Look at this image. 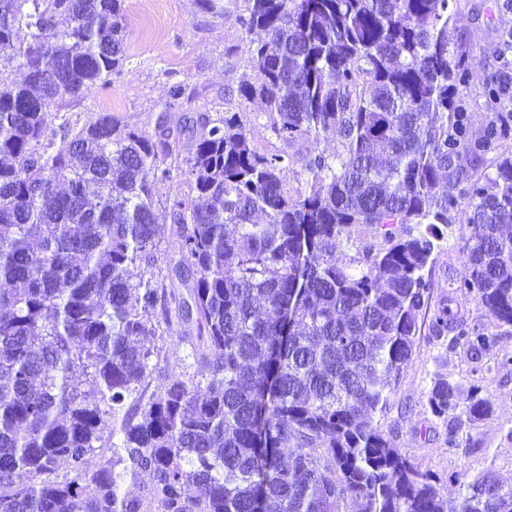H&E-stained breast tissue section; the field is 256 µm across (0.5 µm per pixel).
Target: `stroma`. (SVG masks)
<instances>
[{"label": "stroma", "mask_w": 512, "mask_h": 512, "mask_svg": "<svg viewBox=\"0 0 512 512\" xmlns=\"http://www.w3.org/2000/svg\"><path fill=\"white\" fill-rule=\"evenodd\" d=\"M498 2L455 0L453 4L450 34L465 46L470 60V75L459 95L467 102L477 128L490 113H512V100L492 102L485 94L491 73L512 70V53L501 54L499 45L500 33L512 29V11L498 9ZM125 8L128 49L124 73L71 102L65 113L89 125L109 112L149 135L171 86L185 83L194 91L188 110L222 116L224 90L236 86L246 64L236 52L242 38L233 18L201 13L196 0H125ZM62 114L49 113L48 124L57 126ZM243 118L259 151H288L291 160L283 179L290 192L302 189L308 142L283 148L267 129L259 101L248 103ZM189 192L185 175L178 171L158 189L155 272L168 274L179 259L178 227L171 220L169 201ZM470 235V228L458 222L445 236L435 254L428 309L433 312L451 305L462 319L495 337L496 343L481 353L462 345L454 347L448 337L433 332L429 316L421 318L413 355L377 421L391 444L421 469L451 482L460 473L489 471L512 486V326H493L473 296L454 287L464 273L463 248ZM440 375L458 386L463 400L471 383L480 382L483 397L492 405L489 416L464 422L459 432L461 446L454 450L447 443V421L434 416L427 404L428 392ZM450 490L456 494L460 487L452 482Z\"/></svg>", "instance_id": "stroma-1"}]
</instances>
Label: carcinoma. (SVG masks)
Returning a JSON list of instances; mask_svg holds the SVG:
<instances>
[{"mask_svg": "<svg viewBox=\"0 0 512 512\" xmlns=\"http://www.w3.org/2000/svg\"><path fill=\"white\" fill-rule=\"evenodd\" d=\"M124 2L0 0V512H512L490 471L453 477L448 508L447 483L375 420L456 218L472 227L456 288L512 326V155L467 169L509 116L472 130L451 0H232L250 72L224 116L173 120L178 83L152 137L110 113L48 127L124 71ZM255 99L283 144L309 143L294 196L288 153L258 151L241 119ZM179 160L196 193L170 207L185 295L152 271L156 192ZM361 227L380 248L357 246ZM433 327L490 341L447 305ZM166 332L192 345L205 393L151 363ZM457 399L439 376L427 403L445 418ZM491 410L472 385L467 419ZM60 462L71 476L54 480ZM144 475L145 494L125 492Z\"/></svg>", "mask_w": 512, "mask_h": 512, "instance_id": "1", "label": "carcinoma"}]
</instances>
